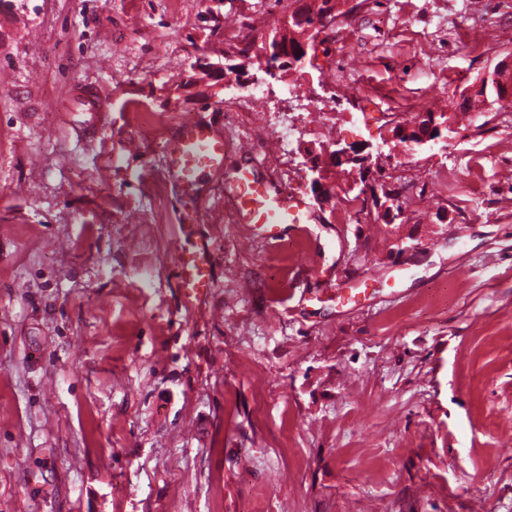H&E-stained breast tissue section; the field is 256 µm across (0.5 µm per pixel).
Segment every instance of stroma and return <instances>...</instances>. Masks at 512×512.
Returning <instances> with one entry per match:
<instances>
[{"mask_svg":"<svg viewBox=\"0 0 512 512\" xmlns=\"http://www.w3.org/2000/svg\"><path fill=\"white\" fill-rule=\"evenodd\" d=\"M500 2L363 0L228 115L183 80L293 0H0V512H512V117L454 110L512 54ZM425 112L455 131L389 166L400 219L314 201L304 145ZM195 115L229 144L185 191ZM242 168L304 231L238 221ZM178 267L182 288H186L188 294H197L209 287L206 263L202 258L180 255Z\"/></svg>","mask_w":512,"mask_h":512,"instance_id":"1","label":"stroma"}]
</instances>
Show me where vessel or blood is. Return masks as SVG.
<instances>
[{"label":"vessel or blood","mask_w":512,"mask_h":512,"mask_svg":"<svg viewBox=\"0 0 512 512\" xmlns=\"http://www.w3.org/2000/svg\"><path fill=\"white\" fill-rule=\"evenodd\" d=\"M224 149L223 137L200 119L182 124L177 135L164 144L170 174L186 186L194 185L206 171L219 168L224 162ZM232 197L240 220L249 224L277 227L306 221L294 198L258 181L247 170L237 176ZM178 267L182 286L187 292L197 293L208 288L203 259L183 255L178 260Z\"/></svg>","instance_id":"vessel-or-blood-1"}]
</instances>
